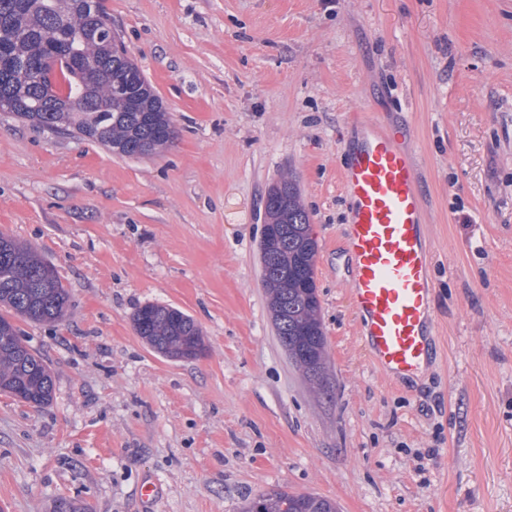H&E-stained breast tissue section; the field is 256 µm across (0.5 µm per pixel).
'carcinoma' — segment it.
<instances>
[{"mask_svg": "<svg viewBox=\"0 0 512 512\" xmlns=\"http://www.w3.org/2000/svg\"><path fill=\"white\" fill-rule=\"evenodd\" d=\"M93 24L82 0H0V50L34 57L46 41L58 40L112 71V80L94 84L89 92L107 104L104 109L82 103L69 112H54L31 90L18 88L2 76L0 94L12 98L17 117L36 125L53 128L63 123L65 129L84 138L95 136L124 156L153 154L176 135L170 113L148 81L138 111H130L115 82L140 69L131 58L112 53L108 41L87 38ZM271 191L275 198L266 205L265 216L276 230L288 226V244L275 250L269 268L262 272L263 282L281 345L298 368L315 377L325 368L327 339L315 283L316 241L305 235L311 217L293 178H281ZM43 265L31 247L0 233V304L16 317L53 324L64 317L70 294L61 281L39 275ZM0 325L4 326L0 331V391L50 401L54 383L44 360L34 351L22 350L18 330L9 318L1 315ZM133 327L156 352L177 360L187 355L193 337L202 335L193 318L170 305L139 307ZM261 512H338V506L322 496L278 489L262 495Z\"/></svg>", "mask_w": 512, "mask_h": 512, "instance_id": "cac0c4a2", "label": "carcinoma"}]
</instances>
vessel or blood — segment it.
<instances>
[{
	"instance_id": "b4317fda",
	"label": "vessel or blood",
	"mask_w": 512,
	"mask_h": 512,
	"mask_svg": "<svg viewBox=\"0 0 512 512\" xmlns=\"http://www.w3.org/2000/svg\"><path fill=\"white\" fill-rule=\"evenodd\" d=\"M341 171L352 201L347 245L350 297L372 362L394 379L427 362L431 337L430 245L419 176L399 137L365 123Z\"/></svg>"
}]
</instances>
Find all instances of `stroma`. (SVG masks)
<instances>
[{"label": "stroma", "instance_id": "obj_1", "mask_svg": "<svg viewBox=\"0 0 512 512\" xmlns=\"http://www.w3.org/2000/svg\"><path fill=\"white\" fill-rule=\"evenodd\" d=\"M106 7L177 136L127 157L0 113V232L71 294L62 321L18 323L54 394H0V512H241L280 488L340 512H512V0ZM366 114L401 134L433 254L434 355L400 382L349 293L341 163ZM287 172L317 244V379L262 280L264 200ZM148 303L190 315L204 356L138 336Z\"/></svg>", "mask_w": 512, "mask_h": 512}]
</instances>
